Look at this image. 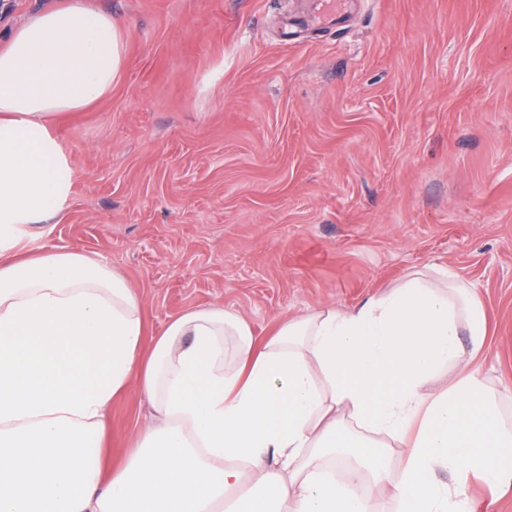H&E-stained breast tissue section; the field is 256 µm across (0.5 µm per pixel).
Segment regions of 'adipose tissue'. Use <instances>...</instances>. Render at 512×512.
I'll return each instance as SVG.
<instances>
[{"label":"adipose tissue","mask_w":512,"mask_h":512,"mask_svg":"<svg viewBox=\"0 0 512 512\" xmlns=\"http://www.w3.org/2000/svg\"><path fill=\"white\" fill-rule=\"evenodd\" d=\"M123 63L122 21L84 0L0 44V512H373L376 493L395 512H472L470 478L511 490L512 422L477 365L487 311L447 268L261 342L221 305L149 336L109 262L19 250L71 205L59 118ZM131 391L151 423L110 468V410Z\"/></svg>","instance_id":"obj_1"}]
</instances>
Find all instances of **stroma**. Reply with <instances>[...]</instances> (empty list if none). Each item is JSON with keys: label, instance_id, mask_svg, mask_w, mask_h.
Returning <instances> with one entry per match:
<instances>
[{"label": "stroma", "instance_id": "1", "mask_svg": "<svg viewBox=\"0 0 512 512\" xmlns=\"http://www.w3.org/2000/svg\"><path fill=\"white\" fill-rule=\"evenodd\" d=\"M120 79L62 120L71 208L28 251L108 260L149 334L222 304L258 340L448 267L512 391V0H86ZM120 461L148 412L112 405Z\"/></svg>", "mask_w": 512, "mask_h": 512}]
</instances>
